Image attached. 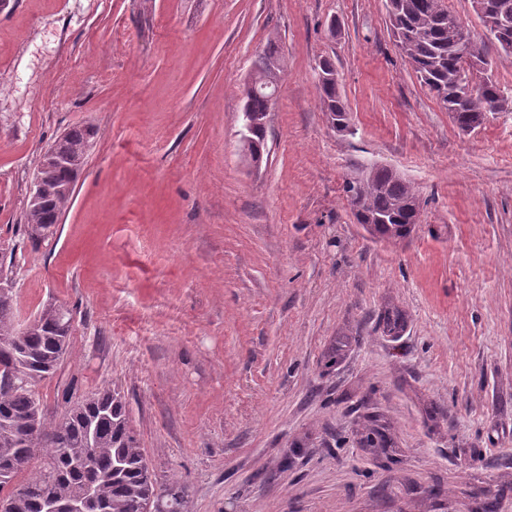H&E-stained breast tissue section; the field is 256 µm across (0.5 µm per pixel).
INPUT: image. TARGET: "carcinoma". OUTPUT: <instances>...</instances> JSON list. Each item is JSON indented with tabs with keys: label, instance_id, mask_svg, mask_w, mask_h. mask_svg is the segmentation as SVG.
I'll return each instance as SVG.
<instances>
[{
	"label": "carcinoma",
	"instance_id": "obj_1",
	"mask_svg": "<svg viewBox=\"0 0 512 512\" xmlns=\"http://www.w3.org/2000/svg\"><path fill=\"white\" fill-rule=\"evenodd\" d=\"M389 23L402 56L461 130H474L509 104L488 75L492 59L484 40L453 23L442 0H387ZM490 40L512 56V25L490 32ZM480 65L474 71L466 59ZM286 62L277 47L257 54L250 80L258 87L280 84ZM322 111L349 121L338 84H318ZM244 111L264 115L265 95L246 97ZM92 132L73 127L56 143L68 165L40 170L44 203L27 205L30 229H45L60 219L72 200L85 165ZM350 204L387 223L375 233L390 239L409 233L406 212L418 201L414 187L394 170L371 166L346 182ZM69 313L49 307L36 324L18 335L16 299L0 297V497L9 512H50L82 493L92 495L89 512H151L163 501L166 512H184L186 485L158 481L128 423L126 403L116 388L103 387L71 405L59 418L46 417L35 384L63 360L70 338ZM40 461L37 466L34 461Z\"/></svg>",
	"mask_w": 512,
	"mask_h": 512
}]
</instances>
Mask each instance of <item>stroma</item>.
Returning a JSON list of instances; mask_svg holds the SVG:
<instances>
[{
	"mask_svg": "<svg viewBox=\"0 0 512 512\" xmlns=\"http://www.w3.org/2000/svg\"><path fill=\"white\" fill-rule=\"evenodd\" d=\"M272 39L252 169L243 91ZM324 57L354 135L320 108ZM75 126L86 164L32 243L33 177ZM369 164L415 188L406 238L356 222ZM0 269L18 322L70 312L48 418L118 388L186 512H512V107L462 133L386 0H8ZM286 62L275 45L270 44L261 53L257 54L251 68L250 80L247 82L244 94H252L254 87L279 85L285 72ZM252 82V83H251Z\"/></svg>",
	"mask_w": 512,
	"mask_h": 512,
	"instance_id": "35a3bbf8",
	"label": "stroma"
}]
</instances>
